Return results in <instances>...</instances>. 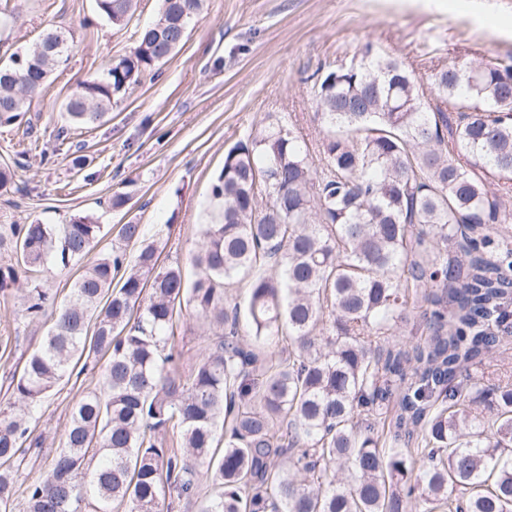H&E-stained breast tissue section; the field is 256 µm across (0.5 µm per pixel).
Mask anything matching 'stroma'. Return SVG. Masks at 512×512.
I'll use <instances>...</instances> for the list:
<instances>
[{
    "instance_id": "1",
    "label": "stroma",
    "mask_w": 512,
    "mask_h": 512,
    "mask_svg": "<svg viewBox=\"0 0 512 512\" xmlns=\"http://www.w3.org/2000/svg\"><path fill=\"white\" fill-rule=\"evenodd\" d=\"M159 0H140L133 23L115 27L95 0H0V61L31 47L48 28L74 35L67 64L55 71L25 118L32 126H0V165L19 156L14 184L0 191V225L68 223L77 213L102 226L96 252L119 241L121 224H143L169 257L187 258L207 221L213 178L224 153L271 116L287 115L310 149L322 128L315 117L313 74L361 59L380 47L431 88L433 65L512 58V0H206L179 48L144 73L113 104L104 123L58 139L63 104L112 59L129 54L137 27L157 16ZM48 159H41V152ZM87 159L85 167L74 157ZM125 193V207L112 208ZM22 292L0 296V405L11 401L10 373L21 352L37 347L46 327L20 320ZM89 377L63 382L44 403L36 433L58 447Z\"/></svg>"
}]
</instances>
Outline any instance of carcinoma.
I'll use <instances>...</instances> for the list:
<instances>
[{
	"label": "carcinoma",
	"instance_id": "cac0c4a2",
	"mask_svg": "<svg viewBox=\"0 0 512 512\" xmlns=\"http://www.w3.org/2000/svg\"><path fill=\"white\" fill-rule=\"evenodd\" d=\"M137 2L96 12L121 27ZM203 2L161 0L133 50L67 101L57 138L103 121ZM71 40L48 29L0 66V126L22 121ZM365 58L316 78L319 159L279 116L224 152L190 273L136 222L88 264L90 214L0 226L14 253L0 293L25 279L21 317L48 323L0 408V512L18 492L25 512H164L168 494L189 512H512V383L472 377L512 337V210L487 189L512 179V61L435 70L460 112L450 128L400 61ZM77 264L57 300L43 278ZM184 306L208 340L189 368ZM417 319L427 336L401 342ZM87 371L96 383L42 455L38 409Z\"/></svg>",
	"mask_w": 512,
	"mask_h": 512
}]
</instances>
